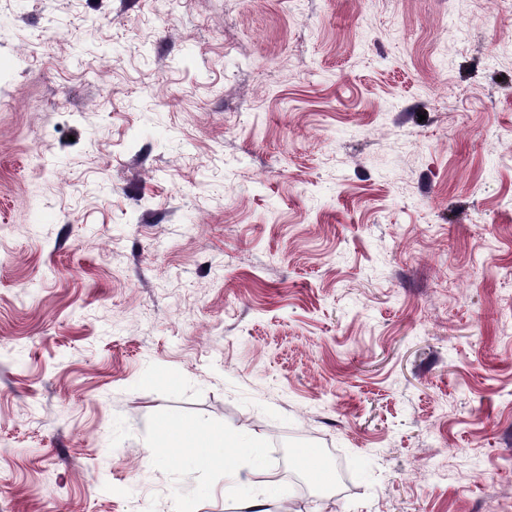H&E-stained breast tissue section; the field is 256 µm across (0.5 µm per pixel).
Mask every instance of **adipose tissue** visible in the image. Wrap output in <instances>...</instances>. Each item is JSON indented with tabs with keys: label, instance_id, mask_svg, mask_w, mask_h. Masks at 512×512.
<instances>
[{
	"label": "adipose tissue",
	"instance_id": "adipose-tissue-1",
	"mask_svg": "<svg viewBox=\"0 0 512 512\" xmlns=\"http://www.w3.org/2000/svg\"><path fill=\"white\" fill-rule=\"evenodd\" d=\"M239 445V440L226 429H203L185 424L176 429L161 428L147 452L153 456L175 450L186 456L194 468H218L235 475L240 470V458L234 453Z\"/></svg>",
	"mask_w": 512,
	"mask_h": 512
}]
</instances>
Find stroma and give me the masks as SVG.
Here are the masks:
<instances>
[{"instance_id": "1", "label": "stroma", "mask_w": 512, "mask_h": 512, "mask_svg": "<svg viewBox=\"0 0 512 512\" xmlns=\"http://www.w3.org/2000/svg\"><path fill=\"white\" fill-rule=\"evenodd\" d=\"M509 320L503 0H0V512H512ZM224 448H241L240 441L226 429H203L195 424H185L177 429L161 427L156 441L147 448L148 456L159 451L176 450L186 456L196 469L224 470L240 476L238 451L224 453Z\"/></svg>"}]
</instances>
